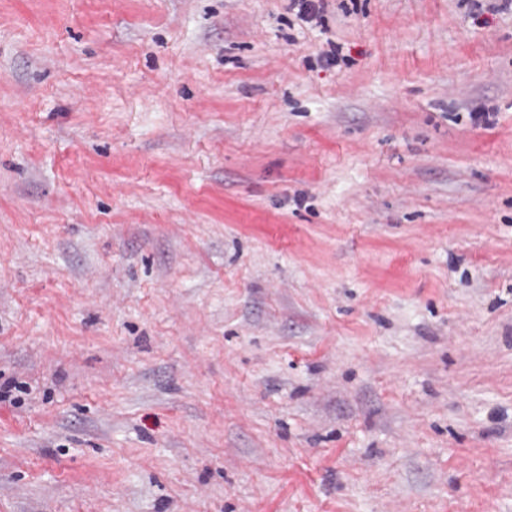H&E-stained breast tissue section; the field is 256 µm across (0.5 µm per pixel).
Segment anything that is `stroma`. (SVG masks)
<instances>
[{
	"instance_id": "obj_1",
	"label": "stroma",
	"mask_w": 512,
	"mask_h": 512,
	"mask_svg": "<svg viewBox=\"0 0 512 512\" xmlns=\"http://www.w3.org/2000/svg\"><path fill=\"white\" fill-rule=\"evenodd\" d=\"M288 5L0 0V512H512V7Z\"/></svg>"
}]
</instances>
